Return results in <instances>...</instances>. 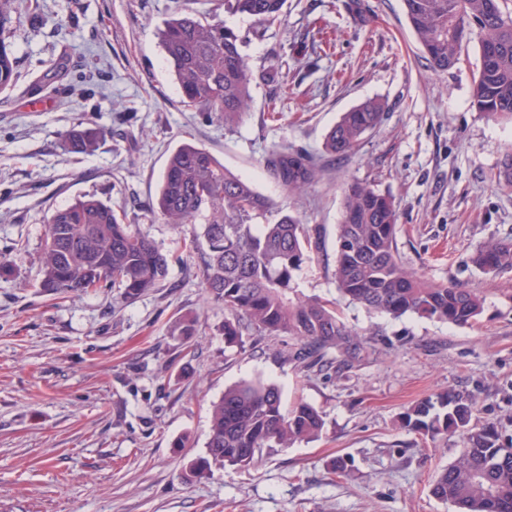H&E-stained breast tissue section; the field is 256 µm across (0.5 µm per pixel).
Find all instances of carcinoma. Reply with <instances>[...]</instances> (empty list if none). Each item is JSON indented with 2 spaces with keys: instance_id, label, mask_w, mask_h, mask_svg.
Masks as SVG:
<instances>
[{
  "instance_id": "cac0c4a2",
  "label": "carcinoma",
  "mask_w": 512,
  "mask_h": 512,
  "mask_svg": "<svg viewBox=\"0 0 512 512\" xmlns=\"http://www.w3.org/2000/svg\"><path fill=\"white\" fill-rule=\"evenodd\" d=\"M286 0H224V11L273 24ZM408 21L437 70L453 67L463 42L479 35L480 67L471 107L486 119L512 123V13L501 0H404ZM15 0H0V32L16 19ZM158 38L182 102L190 109L237 125L250 99L252 73L243 37L217 18L183 7L158 28ZM17 58L0 41V89L15 83ZM377 99L344 113L326 135L325 150L352 152L383 119ZM100 132L73 129L77 152L93 151ZM283 186L296 191L314 176L298 153L269 158ZM153 213L165 224H200L205 244L200 267L207 297L224 305L218 328L224 348H240L255 331L300 343L289 359L320 363L330 352L353 363L366 340L340 318L336 302L307 298L294 287L296 274L319 250L311 227L277 211L271 199L224 167L206 149L183 142L169 154ZM397 213L390 198L359 182L344 188V207L332 275L340 299L394 318L408 314L463 325L481 312L483 299L468 288L435 283L409 271L396 246ZM473 262L487 272L512 269V243L490 242ZM169 259L120 210L93 196L80 197L48 219L41 256L42 288L54 295L122 288L129 299L160 287ZM469 395L443 391L424 397L401 416L402 429L423 438L456 435L460 457L440 471L431 493L456 512H512V447L490 424L473 423ZM323 415L304 400L284 408L273 384L242 381L224 389L213 405L205 455L190 469L247 467L270 448H286L323 430Z\"/></svg>"
}]
</instances>
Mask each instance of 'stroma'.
<instances>
[{
  "mask_svg": "<svg viewBox=\"0 0 512 512\" xmlns=\"http://www.w3.org/2000/svg\"><path fill=\"white\" fill-rule=\"evenodd\" d=\"M224 14L245 40L253 74L243 120L187 109L157 28L177 3ZM6 39L14 86L0 90V512H455L431 496L455 461L458 437L400 429L401 414L448 389L476 401L474 422L512 445V269L483 272L485 243L512 241V187L496 174L512 150V124L472 108L478 38L457 64L432 69L403 0H287L282 23L228 16L221 0H18ZM62 66V76L44 82ZM369 98L382 123L352 153H326L328 131ZM276 111H269V102ZM101 130L95 151L71 154L65 135ZM190 140L254 184L278 207L318 227L321 250L300 272L301 293L336 298L332 270L343 188L356 180L386 194L396 244L413 272L475 289L481 313L455 325L394 319L340 304L369 348L343 369H306L288 358V336L253 334L228 350L216 328L223 304L208 300L197 253L171 260L161 288L136 299L121 289L52 295L40 256L54 210L90 195L124 206L160 248L181 229L151 212L170 151ZM299 153L314 177L296 194L268 158ZM195 318L196 336L179 322ZM241 381L276 385L322 412L318 438L264 451L252 465L189 476L204 454L211 405ZM348 463L345 477L331 463Z\"/></svg>",
  "mask_w": 512,
  "mask_h": 512,
  "instance_id": "stroma-1",
  "label": "stroma"
}]
</instances>
